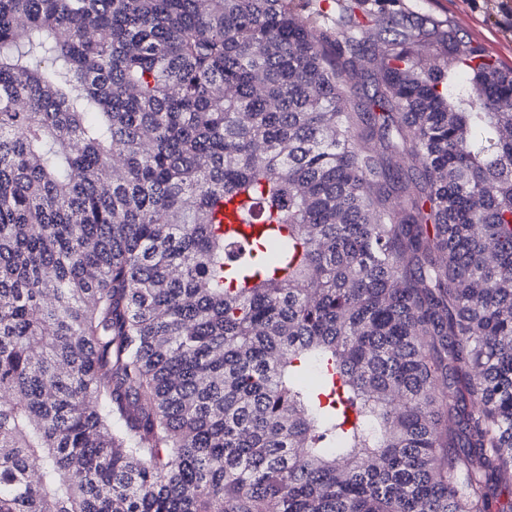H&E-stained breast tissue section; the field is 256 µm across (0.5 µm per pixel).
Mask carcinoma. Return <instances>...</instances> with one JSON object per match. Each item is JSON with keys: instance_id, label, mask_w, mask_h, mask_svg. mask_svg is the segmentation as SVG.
<instances>
[{"instance_id": "carcinoma-1", "label": "carcinoma", "mask_w": 512, "mask_h": 512, "mask_svg": "<svg viewBox=\"0 0 512 512\" xmlns=\"http://www.w3.org/2000/svg\"><path fill=\"white\" fill-rule=\"evenodd\" d=\"M300 6L0 0V512H512V69ZM311 8L313 10H320V5H321V8L323 9L324 13H323V18L325 19V23L327 25L328 28L331 29L332 31V39L333 40V43L332 45L336 47V52L338 54V52L341 51V49H345L344 46L345 44H343L341 42V40L343 41V35L344 33H339L338 34V39H339V43H336V28H338V26H336V18H337V8H336V0H311ZM386 36L379 25L374 22L366 27L364 39L358 47L361 55L360 70L351 80L352 94L350 98L349 111L360 112L366 97L374 92V86L370 77V71L373 67V59L383 48V38Z\"/></svg>"}]
</instances>
